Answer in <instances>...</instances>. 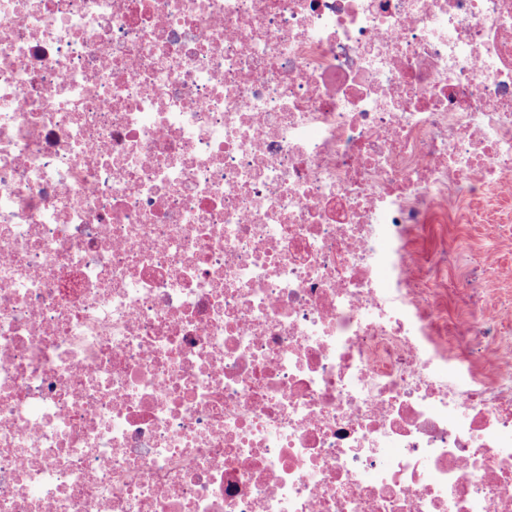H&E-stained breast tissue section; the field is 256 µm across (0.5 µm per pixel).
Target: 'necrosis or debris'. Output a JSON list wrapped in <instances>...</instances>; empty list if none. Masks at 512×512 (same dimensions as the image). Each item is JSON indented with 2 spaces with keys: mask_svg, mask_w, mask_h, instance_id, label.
<instances>
[{
  "mask_svg": "<svg viewBox=\"0 0 512 512\" xmlns=\"http://www.w3.org/2000/svg\"><path fill=\"white\" fill-rule=\"evenodd\" d=\"M512 0H0V512H512Z\"/></svg>",
  "mask_w": 512,
  "mask_h": 512,
  "instance_id": "obj_1",
  "label": "necrosis or debris"
}]
</instances>
